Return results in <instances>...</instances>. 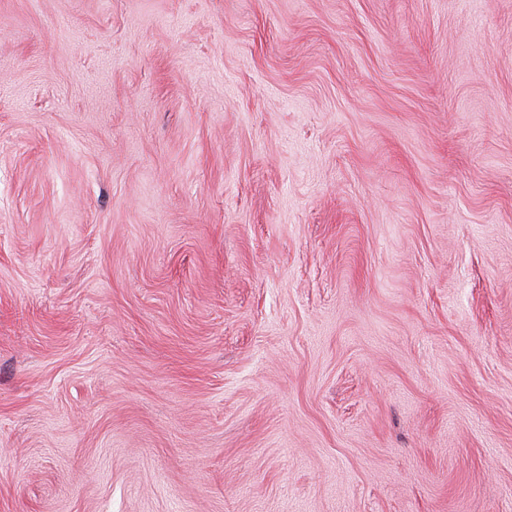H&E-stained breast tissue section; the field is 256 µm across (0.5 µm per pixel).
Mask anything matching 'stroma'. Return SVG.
<instances>
[{
    "instance_id": "1",
    "label": "stroma",
    "mask_w": 512,
    "mask_h": 512,
    "mask_svg": "<svg viewBox=\"0 0 512 512\" xmlns=\"http://www.w3.org/2000/svg\"><path fill=\"white\" fill-rule=\"evenodd\" d=\"M0 512H512V0H0Z\"/></svg>"
}]
</instances>
